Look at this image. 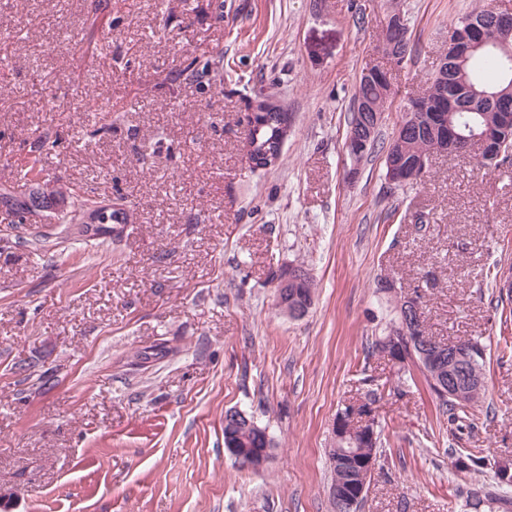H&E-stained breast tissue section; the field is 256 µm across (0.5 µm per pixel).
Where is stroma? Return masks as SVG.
I'll use <instances>...</instances> for the list:
<instances>
[{"mask_svg":"<svg viewBox=\"0 0 512 512\" xmlns=\"http://www.w3.org/2000/svg\"><path fill=\"white\" fill-rule=\"evenodd\" d=\"M483 2L0 0V186L36 130L59 141L49 191L120 196L131 215L120 237L36 251L0 211L9 512H331L325 450L367 374L386 445L358 512H464L489 476L457 470L458 456L512 465V297L489 277L512 268V165L452 155L417 183L385 177L403 105ZM396 9L413 52L387 66L392 96L350 181L355 88ZM262 90L294 121L278 165L253 171L244 129ZM83 92L110 121L82 111ZM291 265L314 283L295 319L272 282ZM384 277L420 295L431 335L487 344L489 414L474 430L451 431L422 376L399 383L367 357L390 319ZM160 340L172 353L141 362ZM231 407L274 440L260 469L224 448Z\"/></svg>","mask_w":512,"mask_h":512,"instance_id":"stroma-1","label":"stroma"}]
</instances>
